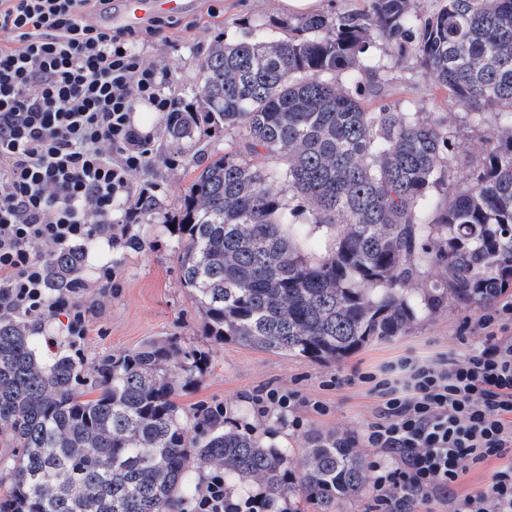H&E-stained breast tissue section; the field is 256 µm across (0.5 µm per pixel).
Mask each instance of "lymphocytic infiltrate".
Here are the masks:
<instances>
[{
  "label": "lymphocytic infiltrate",
  "instance_id": "f902f5d3",
  "mask_svg": "<svg viewBox=\"0 0 512 512\" xmlns=\"http://www.w3.org/2000/svg\"><path fill=\"white\" fill-rule=\"evenodd\" d=\"M112 0H0V316L64 317L72 346L86 333L79 289L50 288L41 244L74 249L122 209L134 224L130 175L155 160L154 135L135 128L138 104L165 116L183 109L167 93L173 73L143 63L127 31L89 22ZM512 301L477 321L481 344L465 360L406 354L356 371L377 398L372 420L347 446L374 449L368 512H408L417 500L450 499L453 512H512ZM500 460L490 483L461 498L467 469ZM193 512H271L265 493L242 497L210 475Z\"/></svg>",
  "mask_w": 512,
  "mask_h": 512
}]
</instances>
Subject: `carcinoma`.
Instances as JSON below:
<instances>
[{"label":"carcinoma","mask_w":512,"mask_h":512,"mask_svg":"<svg viewBox=\"0 0 512 512\" xmlns=\"http://www.w3.org/2000/svg\"><path fill=\"white\" fill-rule=\"evenodd\" d=\"M366 2L282 38L215 41L199 63L203 110L162 122L156 165L203 160L177 219L156 193L134 198L139 225L172 228L181 284L216 341L339 361L450 302L489 307L512 288V0H440L425 18L413 0ZM371 41L412 45L472 120L495 116L465 180L451 179L438 118L368 107ZM214 131L234 142L220 156L204 141ZM132 229L95 225L112 234V266L151 246ZM87 254L50 255V286L83 280ZM207 364L175 336L148 338L99 358L89 388L69 355L39 361L24 317L0 319V428L16 448L0 512H188L193 474L212 463L229 491L258 480L274 502L299 496L315 512L361 493L365 462L332 432L310 437L296 474L250 430L192 434L176 397Z\"/></svg>","instance_id":"1"}]
</instances>
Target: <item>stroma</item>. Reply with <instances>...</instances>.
<instances>
[{
	"label": "stroma",
	"mask_w": 512,
	"mask_h": 512,
	"mask_svg": "<svg viewBox=\"0 0 512 512\" xmlns=\"http://www.w3.org/2000/svg\"><path fill=\"white\" fill-rule=\"evenodd\" d=\"M299 14L283 10L278 0H197L191 13L177 17L173 26L145 42L135 43L145 64L173 71L169 93L195 103L198 63L216 38L236 42L250 33L283 36L288 24L298 22ZM370 57L378 60V76L364 77L362 92L370 108L388 104L416 107L442 117L450 135L455 157L452 176L465 179L482 157L485 140L495 133L493 120L478 127L467 119V110L449 100L437 89L413 51L398 52L374 43ZM193 174L188 157H178L175 165L160 166L147 173L131 175L133 186L150 179L160 187L170 211H177L181 196ZM153 244L143 251H132L121 267L111 258L103 266L112 270L111 292L96 285L85 288L83 299L89 310L88 332L79 349H72L57 318L30 320L39 356L53 361L60 354H78L87 381L96 378L95 361L102 355H119L138 347L150 337L176 336L183 346L199 348L209 355V367L194 389L181 394L177 402L187 414H195L205 404H221L232 422L254 431L272 434L274 442L285 447L288 467L299 471L300 450L318 432L347 437L359 434L371 420L375 400L366 386L354 380L355 370L396 359L409 352L429 356L438 352L464 359L482 339L479 330L463 332L465 322H477L480 307L456 302L421 318L409 332L363 346L351 356L330 362L287 357L253 349L238 343L218 342L206 334L205 323L183 288L178 271L175 243L161 227L151 232ZM279 388L297 396V416L304 425L294 430L279 424L276 414L254 416L248 403L255 391ZM327 405V414L314 412V402Z\"/></svg>",
	"instance_id": "1"
}]
</instances>
